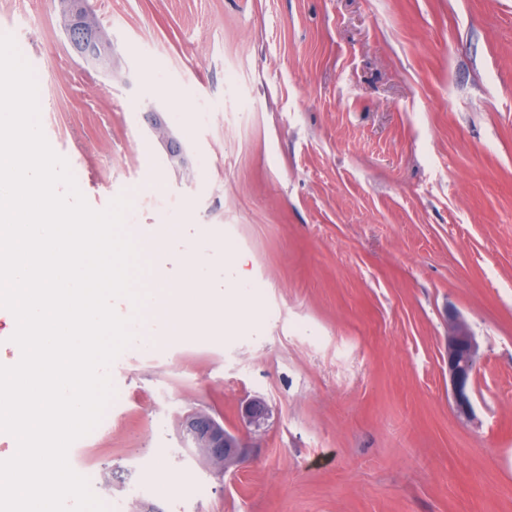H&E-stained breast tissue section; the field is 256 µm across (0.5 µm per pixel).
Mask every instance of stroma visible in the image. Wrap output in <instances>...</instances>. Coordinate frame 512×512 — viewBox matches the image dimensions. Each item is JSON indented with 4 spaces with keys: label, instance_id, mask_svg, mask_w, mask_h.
<instances>
[{
    "label": "stroma",
    "instance_id": "stroma-1",
    "mask_svg": "<svg viewBox=\"0 0 512 512\" xmlns=\"http://www.w3.org/2000/svg\"><path fill=\"white\" fill-rule=\"evenodd\" d=\"M91 4L120 79L79 63L54 0H0V34L90 207L123 195L165 230L168 283L201 254L219 316L115 358L71 468L108 512H512V0ZM453 311L480 344L470 420ZM192 411L245 458L188 447ZM163 114L156 107L151 106L146 112L145 119L153 135L164 146L171 166L176 169L186 168L188 166L186 151L182 143L173 135ZM448 376L455 408L459 416L471 419L474 406L471 387L479 351L474 333L459 316L452 319L448 331Z\"/></svg>",
    "mask_w": 512,
    "mask_h": 512
}]
</instances>
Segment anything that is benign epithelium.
Returning <instances> with one entry per match:
<instances>
[{"label": "benign epithelium", "mask_w": 512, "mask_h": 512, "mask_svg": "<svg viewBox=\"0 0 512 512\" xmlns=\"http://www.w3.org/2000/svg\"><path fill=\"white\" fill-rule=\"evenodd\" d=\"M57 7L65 40L83 66L109 81L119 77L112 34L101 24L87 0H57ZM145 119L153 135L164 146L171 166L176 169L187 167L186 151L170 130L163 112L152 106ZM478 351L476 336L466 322L458 316L453 317L448 331V376L456 411L466 419L474 416L470 391ZM182 428L198 452L212 462L224 464L243 455L239 439L208 414L187 415Z\"/></svg>", "instance_id": "obj_1"}]
</instances>
